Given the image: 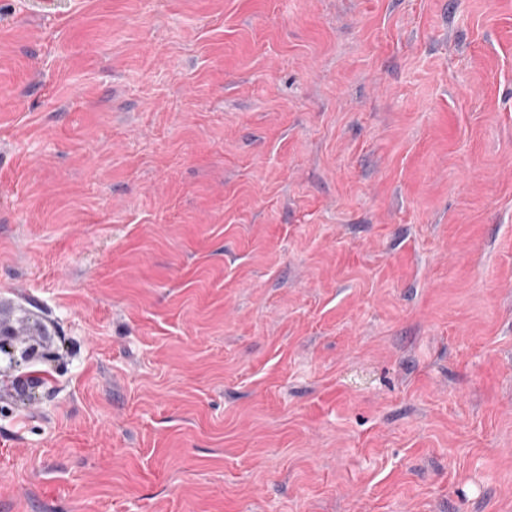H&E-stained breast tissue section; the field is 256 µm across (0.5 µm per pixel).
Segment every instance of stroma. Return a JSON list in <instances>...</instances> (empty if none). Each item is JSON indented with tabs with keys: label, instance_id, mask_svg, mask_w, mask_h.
<instances>
[{
	"label": "stroma",
	"instance_id": "1",
	"mask_svg": "<svg viewBox=\"0 0 512 512\" xmlns=\"http://www.w3.org/2000/svg\"><path fill=\"white\" fill-rule=\"evenodd\" d=\"M0 512H512V0H0Z\"/></svg>",
	"mask_w": 512,
	"mask_h": 512
}]
</instances>
